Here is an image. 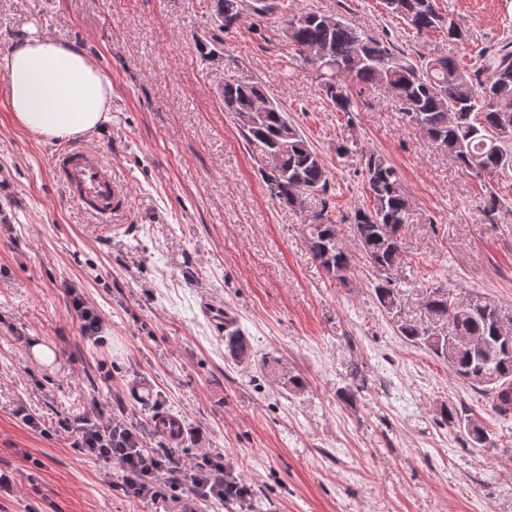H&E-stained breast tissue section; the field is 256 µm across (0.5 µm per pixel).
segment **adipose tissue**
<instances>
[{
	"label": "adipose tissue",
	"mask_w": 512,
	"mask_h": 512,
	"mask_svg": "<svg viewBox=\"0 0 512 512\" xmlns=\"http://www.w3.org/2000/svg\"><path fill=\"white\" fill-rule=\"evenodd\" d=\"M14 124L44 142L90 135L109 119L112 82L83 49L36 32L0 56Z\"/></svg>",
	"instance_id": "1"
}]
</instances>
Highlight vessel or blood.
I'll return each instance as SVG.
<instances>
[{"instance_id":"b4317fda","label":"vessel or blood","mask_w":512,"mask_h":512,"mask_svg":"<svg viewBox=\"0 0 512 512\" xmlns=\"http://www.w3.org/2000/svg\"><path fill=\"white\" fill-rule=\"evenodd\" d=\"M55 171L81 211L108 223L125 209L124 190L101 156L65 145L56 151Z\"/></svg>"}]
</instances>
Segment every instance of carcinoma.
I'll return each instance as SVG.
<instances>
[{
	"label": "carcinoma",
	"mask_w": 512,
	"mask_h": 512,
	"mask_svg": "<svg viewBox=\"0 0 512 512\" xmlns=\"http://www.w3.org/2000/svg\"><path fill=\"white\" fill-rule=\"evenodd\" d=\"M383 4L418 34L440 30L452 40L468 37L467 30L440 11L437 0H383ZM243 7L244 0H216L220 28H232ZM284 24L286 38L305 63H310L313 52L326 54L328 66L320 88L337 110L348 112L351 106L347 86L336 79L337 73L345 72L364 85L384 84L430 142L475 177L512 171V121L504 118V113H512V45L485 52L480 66L470 70L449 56L412 61L389 42L320 11L294 12ZM221 96L224 111L268 160L264 180L275 184L273 195L281 203L295 208L303 194L327 190L330 173L318 152L263 82L226 84ZM362 172L369 205L355 211L354 245L370 265L393 269L400 260L399 236L407 223L409 200L397 169L383 155H365ZM305 231L312 257L331 278L344 279L337 271L350 269L352 254L327 212L317 213ZM374 294L385 308L396 303L389 283L375 285ZM426 306L441 325L404 323L400 335L425 345L472 388L493 393L496 412L512 413V333L505 331L498 306L485 300L476 307L472 299L459 301L441 286L432 288ZM224 350L238 363L251 356L246 336L227 316ZM441 416L450 428L467 426L473 444L486 442L487 432L474 420L458 418L449 407Z\"/></svg>",
	"instance_id": "cac0c4a2"
}]
</instances>
